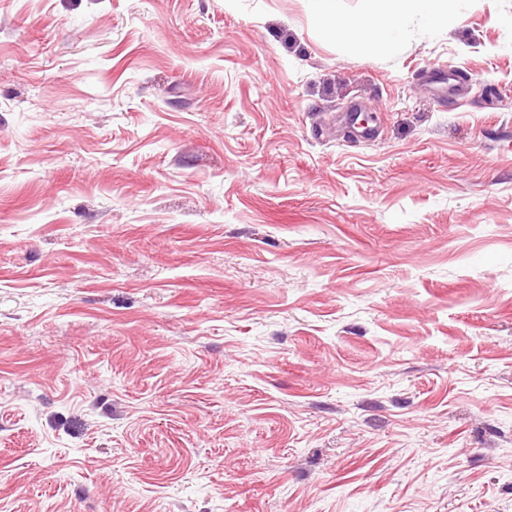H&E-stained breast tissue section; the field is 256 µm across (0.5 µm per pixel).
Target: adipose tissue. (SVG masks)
<instances>
[{
  "instance_id": "obj_1",
  "label": "adipose tissue",
  "mask_w": 512,
  "mask_h": 512,
  "mask_svg": "<svg viewBox=\"0 0 512 512\" xmlns=\"http://www.w3.org/2000/svg\"><path fill=\"white\" fill-rule=\"evenodd\" d=\"M309 2L312 9L328 20L327 34L368 46L381 43L388 38L392 29L416 17L434 27L448 21V0H386L390 14L379 23L365 18L354 20L341 17L338 0Z\"/></svg>"
}]
</instances>
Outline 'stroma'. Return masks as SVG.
Segmentation results:
<instances>
[{
	"label": "stroma",
	"mask_w": 512,
	"mask_h": 512,
	"mask_svg": "<svg viewBox=\"0 0 512 512\" xmlns=\"http://www.w3.org/2000/svg\"><path fill=\"white\" fill-rule=\"evenodd\" d=\"M325 28L0 0V512H512V0ZM339 0H308L310 7L332 21L326 34L338 39L349 40L363 45L382 44L390 31L405 21L419 17L433 27L448 22V1L450 0H378L386 1L390 15L379 23L369 19L342 18L338 10Z\"/></svg>",
	"instance_id": "1"
}]
</instances>
